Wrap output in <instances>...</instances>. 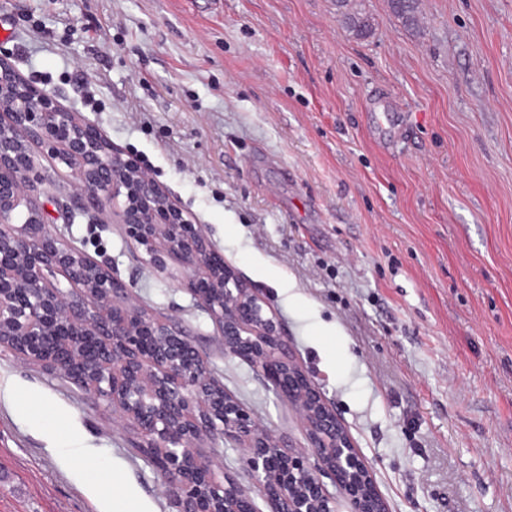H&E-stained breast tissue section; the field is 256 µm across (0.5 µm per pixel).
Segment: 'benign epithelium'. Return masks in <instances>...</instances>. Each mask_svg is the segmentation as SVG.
Segmentation results:
<instances>
[{"label":"benign epithelium","mask_w":512,"mask_h":512,"mask_svg":"<svg viewBox=\"0 0 512 512\" xmlns=\"http://www.w3.org/2000/svg\"><path fill=\"white\" fill-rule=\"evenodd\" d=\"M14 85L24 91L0 104V348L60 372L132 425L178 512H336L338 494L353 512H369L370 497L385 512L374 486L367 496L342 479L367 468L262 299L214 266L208 239L133 159L0 57V91ZM44 158L68 170L80 199L111 208L150 263L180 265L222 332L224 353L247 359L295 407L311 457L262 428L171 318L139 309L108 269L47 233L34 186ZM224 441L242 450L250 486L199 451Z\"/></svg>","instance_id":"1"}]
</instances>
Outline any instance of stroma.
<instances>
[{"instance_id": "stroma-1", "label": "stroma", "mask_w": 512, "mask_h": 512, "mask_svg": "<svg viewBox=\"0 0 512 512\" xmlns=\"http://www.w3.org/2000/svg\"><path fill=\"white\" fill-rule=\"evenodd\" d=\"M0 0V56L159 183L273 313L386 512H512V0ZM49 234L171 317L264 428L296 411L209 315L41 161ZM75 211L73 223L59 205ZM0 512H103L120 467L177 512L135 432L0 350ZM92 449L95 469L69 444ZM388 7L404 27L416 33L420 32L419 0H388Z\"/></svg>"}]
</instances>
